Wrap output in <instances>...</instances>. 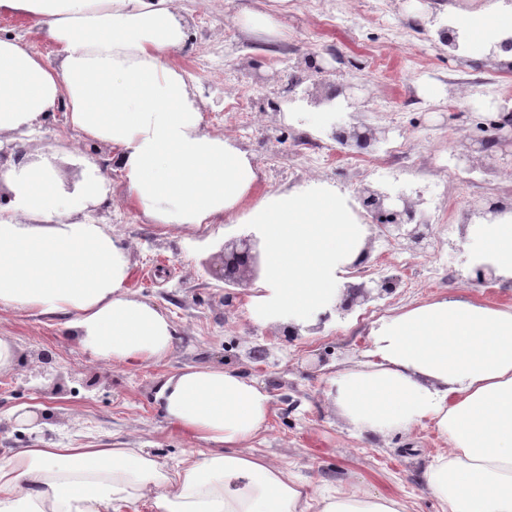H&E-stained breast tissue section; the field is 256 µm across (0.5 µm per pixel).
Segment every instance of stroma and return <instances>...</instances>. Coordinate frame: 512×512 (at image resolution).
Listing matches in <instances>:
<instances>
[{
  "instance_id": "stroma-1",
  "label": "stroma",
  "mask_w": 512,
  "mask_h": 512,
  "mask_svg": "<svg viewBox=\"0 0 512 512\" xmlns=\"http://www.w3.org/2000/svg\"><path fill=\"white\" fill-rule=\"evenodd\" d=\"M492 7L512 16V5L503 0H181L187 48L177 62L208 102L206 130L231 137L251 154L262 175L255 195L301 188L314 179L351 197L364 187L420 195L424 215L440 216L424 249L371 233L364 272L349 276V284L372 288L394 276L400 287L356 305L345 317L307 328L291 342L282 325L262 324L258 313L248 311L250 287H241L233 306L224 304V282L213 271L223 265L224 246L242 236V225H212L204 240L194 231L146 223L122 199V176L111 168L110 148L71 129L64 111L48 113L24 137L27 155L35 159L71 146L57 161L58 175L68 184L80 179L85 161L107 171L112 197L90 216L132 241L129 288L167 313L179 336L166 360L115 368L91 361L77 342L62 340L53 317L0 311V336L13 338L18 351L17 370L0 374V456L37 434L68 446L115 438L177 464L188 442L156 406L155 380L188 365H219L272 388V412L254 442L257 453L318 491L362 487L405 498L414 512H440L424 472L431 454L444 449V439L422 426L407 435L354 436L324 392L338 369L362 359L381 317L447 295L512 304V291L469 281L473 242L465 236L476 220L474 203L512 202V155L497 153L470 172L467 188L456 181L457 153L497 134L498 106L512 92V60L489 59L476 49L449 50L429 22L434 14L444 20ZM252 11L274 13L284 36L244 29L242 20ZM490 77L497 91L481 92L479 81ZM350 82L363 84L362 117L383 137L373 150L338 146L328 160L314 162L311 147L329 141L327 128L336 120L324 98ZM242 100L249 101V111H235ZM398 142L416 161L410 171L389 166ZM432 265L440 277L430 281L426 269ZM410 278L416 285L409 289L403 282ZM255 345L269 350L259 366L248 357ZM46 351L54 356V387L41 376ZM22 405L36 406L38 431L15 421Z\"/></svg>"
}]
</instances>
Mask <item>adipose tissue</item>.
Here are the masks:
<instances>
[{"instance_id":"ef3b65f1","label":"adipose tissue","mask_w":512,"mask_h":512,"mask_svg":"<svg viewBox=\"0 0 512 512\" xmlns=\"http://www.w3.org/2000/svg\"><path fill=\"white\" fill-rule=\"evenodd\" d=\"M180 0H0L36 19L58 48L49 65L0 37V135L19 138L65 106L72 127L112 151L126 202L148 223L210 228L235 217L264 244L266 275L250 305L265 323L315 325L342 295L371 227L313 181L253 198L248 151L203 126L202 99L175 61L186 31ZM57 154L0 166V311L57 315L60 334L99 361L149 365L177 329L127 288L128 245L85 218L109 198L93 162L65 185ZM476 266L512 281V218L467 228ZM328 395L358 436L431 423L448 444L425 477L442 512H512V305L441 298L382 318L363 359ZM154 401L190 443L177 467L126 442L62 447L42 439L0 457V512H411L381 493L315 497L255 454L271 412L262 382L191 365L162 375Z\"/></svg>"}]
</instances>
